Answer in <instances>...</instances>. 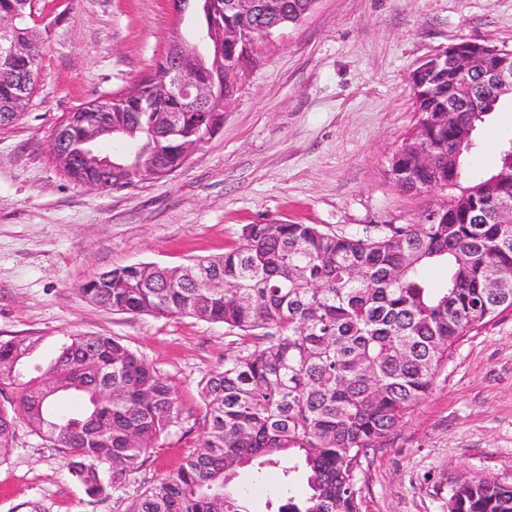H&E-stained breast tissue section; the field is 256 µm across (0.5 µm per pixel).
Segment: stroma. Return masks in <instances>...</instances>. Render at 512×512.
<instances>
[{"instance_id": "35a3bbf8", "label": "stroma", "mask_w": 512, "mask_h": 512, "mask_svg": "<svg viewBox=\"0 0 512 512\" xmlns=\"http://www.w3.org/2000/svg\"><path fill=\"white\" fill-rule=\"evenodd\" d=\"M41 77L0 127V342L38 341L19 380L41 375L70 336L106 334L167 380L182 415L139 469L90 497L61 453L26 426L0 463V512H126L175 470L205 433L202 387L253 338L187 316L115 313L81 287L137 263L167 266L223 254L246 224H315L378 238L416 223L437 193L400 190L391 159L417 125L410 74L462 40L512 52V0H317L259 48L224 111V125L186 165L152 182L99 191L51 162L48 144L69 113L153 71L174 30L172 0H38ZM512 142V100L490 114L467 160L493 172ZM462 477L512 482V312L464 336L431 393L371 452L359 475L362 512H448ZM253 512L275 500L279 471L242 470Z\"/></svg>"}]
</instances>
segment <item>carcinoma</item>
Returning <instances> with one entry per match:
<instances>
[{
  "label": "carcinoma",
  "mask_w": 512,
  "mask_h": 512,
  "mask_svg": "<svg viewBox=\"0 0 512 512\" xmlns=\"http://www.w3.org/2000/svg\"><path fill=\"white\" fill-rule=\"evenodd\" d=\"M196 29L211 32L188 52L204 65L196 78L218 87L223 108L244 73L242 52L256 62L267 29L302 21L316 0H195ZM15 18L10 38L40 54L32 0H0V14ZM0 37V120L28 106L36 83L30 57L4 56ZM484 112L461 106L459 121H445L453 68L413 93L417 125L394 153L393 177L407 192L453 193L435 204L436 221L394 226L382 238L328 233L314 224H246L240 246L187 265L140 264L103 272L82 293L117 313L190 316L220 323L257 339L245 355L224 360L203 386L206 432L179 467L158 478L126 512H250L235 487L241 469L282 466L278 512H361L358 475L369 452L386 445L431 392L466 333L512 309V224L496 211L512 204V145L487 178L463 184L476 132L495 111L496 94L476 73ZM170 114L190 141L222 111L201 112L168 98L143 111L140 94L119 103L103 94L86 104L83 126L123 130L125 155H139L142 177L183 167L166 135ZM427 152L431 164L418 163ZM78 184L100 183L96 161L56 158ZM447 267L431 285L425 270ZM22 338L0 343V462L26 424L66 460L89 496H105L179 422L181 408L168 382L142 357L111 336L70 337L46 375L29 381L17 399V367L35 346ZM112 389L113 398L102 394ZM457 512H512V485L494 479L458 480Z\"/></svg>",
  "instance_id": "carcinoma-1"
}]
</instances>
